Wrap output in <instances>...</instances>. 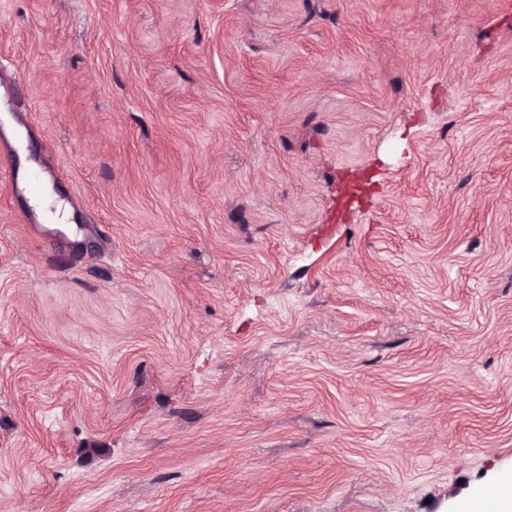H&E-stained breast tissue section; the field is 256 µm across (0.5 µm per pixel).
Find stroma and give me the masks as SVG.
<instances>
[{
	"instance_id": "1",
	"label": "stroma",
	"mask_w": 512,
	"mask_h": 512,
	"mask_svg": "<svg viewBox=\"0 0 512 512\" xmlns=\"http://www.w3.org/2000/svg\"><path fill=\"white\" fill-rule=\"evenodd\" d=\"M0 512H456L512 473V0H0Z\"/></svg>"
}]
</instances>
